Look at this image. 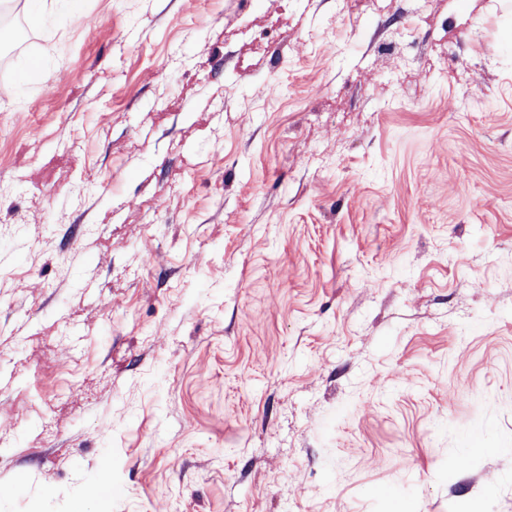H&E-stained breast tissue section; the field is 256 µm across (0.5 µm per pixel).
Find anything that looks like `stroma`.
Masks as SVG:
<instances>
[{"instance_id": "stroma-1", "label": "stroma", "mask_w": 512, "mask_h": 512, "mask_svg": "<svg viewBox=\"0 0 512 512\" xmlns=\"http://www.w3.org/2000/svg\"><path fill=\"white\" fill-rule=\"evenodd\" d=\"M4 82L0 512H512V0H54Z\"/></svg>"}]
</instances>
